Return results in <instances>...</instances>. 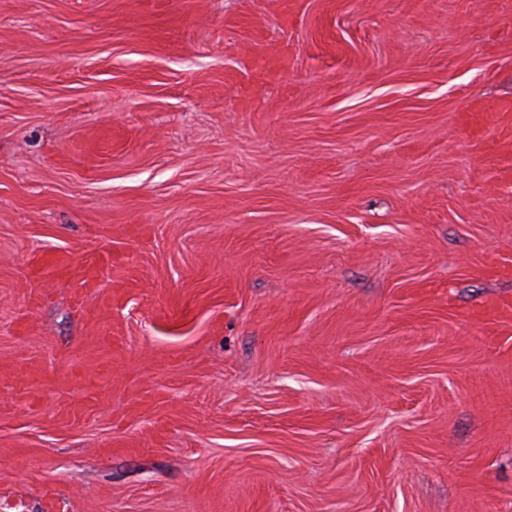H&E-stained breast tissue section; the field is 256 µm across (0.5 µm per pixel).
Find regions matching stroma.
I'll return each mask as SVG.
<instances>
[{"label":"stroma","mask_w":512,"mask_h":512,"mask_svg":"<svg viewBox=\"0 0 512 512\" xmlns=\"http://www.w3.org/2000/svg\"><path fill=\"white\" fill-rule=\"evenodd\" d=\"M471 95L512 0H0V512H512ZM75 263V259L67 252H44L31 260L33 272L38 277L46 273L68 271ZM469 318L475 323L489 329L496 322L512 319V300L495 299L471 309Z\"/></svg>","instance_id":"stroma-1"}]
</instances>
